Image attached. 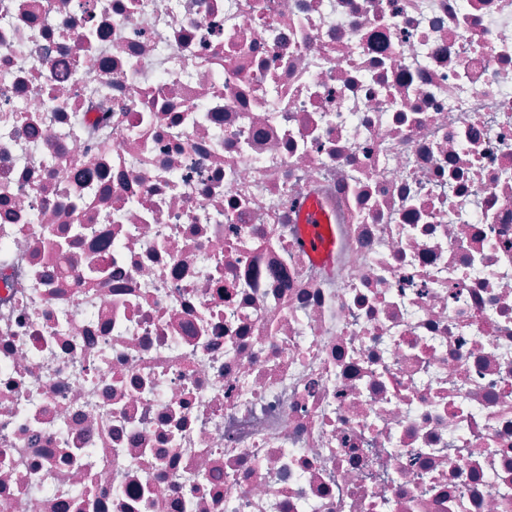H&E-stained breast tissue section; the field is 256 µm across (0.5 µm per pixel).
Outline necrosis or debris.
<instances>
[{"label":"necrosis or debris","instance_id":"obj_1","mask_svg":"<svg viewBox=\"0 0 512 512\" xmlns=\"http://www.w3.org/2000/svg\"><path fill=\"white\" fill-rule=\"evenodd\" d=\"M0 512H512V0H0ZM306 224H312V231L305 239L304 248L313 257L323 261L330 262L333 250V243L320 232L319 224H322V216L319 209L308 207L304 212Z\"/></svg>","mask_w":512,"mask_h":512}]
</instances>
